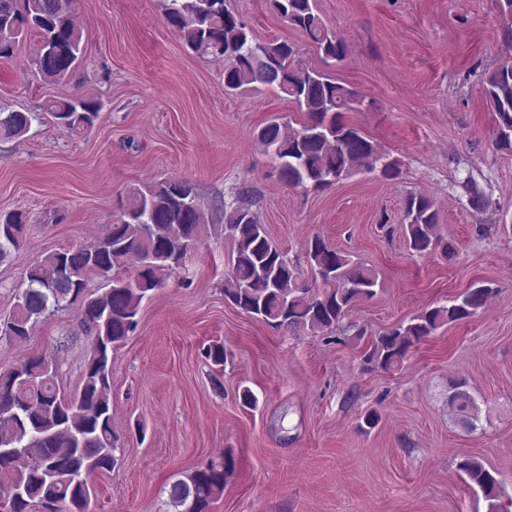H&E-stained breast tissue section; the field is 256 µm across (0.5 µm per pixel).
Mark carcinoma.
<instances>
[{"instance_id":"1","label":"carcinoma","mask_w":512,"mask_h":512,"mask_svg":"<svg viewBox=\"0 0 512 512\" xmlns=\"http://www.w3.org/2000/svg\"><path fill=\"white\" fill-rule=\"evenodd\" d=\"M269 7L299 30L324 59L342 61L346 45L325 25L316 0H268ZM500 24L512 38V0H499ZM166 20L194 52L221 56L224 91L246 93L272 88L292 102L306 120L293 127L275 117L256 140L276 164L280 180L292 188H321L365 168L392 179L399 164L376 143L342 120L362 102L360 93L315 69H299L297 50L287 41L261 40L226 0H169ZM35 33L33 57L45 81L68 76L83 49L72 0H0V60L14 57L23 37ZM484 97L495 114L494 145L512 153V61L485 77ZM100 104L69 98L49 102L57 123L81 131L94 125ZM41 112L0 109V137L17 138L40 122ZM244 189L225 196L209 211L196 185L169 178L129 190L121 212L103 235L88 246L53 252L32 265L16 289V303L0 334L27 339L43 319L81 303L80 328L90 343L83 383L73 395L59 391V363L45 354L0 373V508L3 512H91L93 478L114 469L120 438L112 429L114 354L139 326L143 300L175 274L186 246L198 243L214 222L224 225L234 245L224 276V299L268 326L291 333L323 335L339 329L354 305L372 297L375 271L318 235L305 246L307 267L289 259L272 241ZM439 214L431 199L406 200L402 235L408 251L425 257H451L452 243L438 234ZM26 232L21 212L0 216V263L20 248ZM102 279L105 291L87 293ZM496 288L472 284L446 306L425 310L372 339L365 362L382 371L402 366L416 343L438 328L474 316ZM448 407L457 424L474 432L479 409L466 383L450 385ZM486 502V512H505L497 473L466 458L459 464ZM236 470L233 455L212 461L169 484L165 505L172 512H209Z\"/></svg>"}]
</instances>
